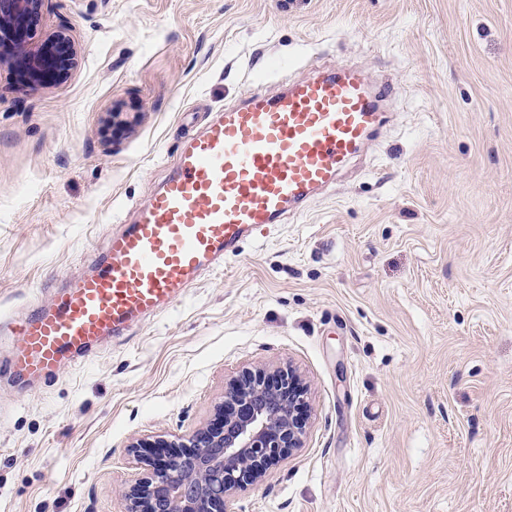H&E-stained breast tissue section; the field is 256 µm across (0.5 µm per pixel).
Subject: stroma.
Wrapping results in <instances>:
<instances>
[{"instance_id": "35a3bbf8", "label": "stroma", "mask_w": 512, "mask_h": 512, "mask_svg": "<svg viewBox=\"0 0 512 512\" xmlns=\"http://www.w3.org/2000/svg\"><path fill=\"white\" fill-rule=\"evenodd\" d=\"M67 79L0 69V314L89 269L250 89L354 66L393 100L303 216L32 388L0 376V512H124L132 442L292 366L301 448L229 512H512V0H46Z\"/></svg>"}]
</instances>
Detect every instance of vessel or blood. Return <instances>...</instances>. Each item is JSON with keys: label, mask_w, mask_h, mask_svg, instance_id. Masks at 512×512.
<instances>
[{"label": "vessel or blood", "mask_w": 512, "mask_h": 512, "mask_svg": "<svg viewBox=\"0 0 512 512\" xmlns=\"http://www.w3.org/2000/svg\"><path fill=\"white\" fill-rule=\"evenodd\" d=\"M391 93L345 67L290 81L274 96L245 93L181 147L175 170L91 271L49 305L10 319L0 367L26 386L51 379L164 312L243 241L333 186L379 133Z\"/></svg>", "instance_id": "b4317fda"}]
</instances>
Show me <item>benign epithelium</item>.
Here are the masks:
<instances>
[{
    "label": "benign epithelium",
    "mask_w": 512,
    "mask_h": 512,
    "mask_svg": "<svg viewBox=\"0 0 512 512\" xmlns=\"http://www.w3.org/2000/svg\"><path fill=\"white\" fill-rule=\"evenodd\" d=\"M45 0H0V65L24 73L35 86L62 79L75 66L78 46L65 28L35 39ZM249 370L224 392L221 416L196 432L159 440L152 455L130 452L144 473L125 487L126 512H225L235 493L262 480L296 448L306 432L297 410L306 392L290 367Z\"/></svg>",
    "instance_id": "7a95c632"
}]
</instances>
